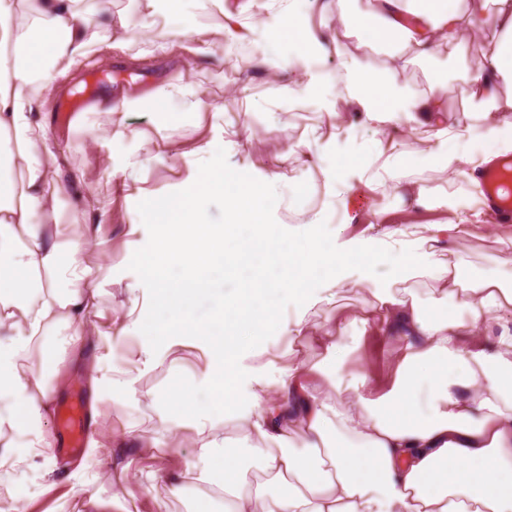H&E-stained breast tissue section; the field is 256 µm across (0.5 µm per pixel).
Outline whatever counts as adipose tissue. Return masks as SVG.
Instances as JSON below:
<instances>
[{"label": "adipose tissue", "instance_id": "obj_1", "mask_svg": "<svg viewBox=\"0 0 512 512\" xmlns=\"http://www.w3.org/2000/svg\"><path fill=\"white\" fill-rule=\"evenodd\" d=\"M275 2L277 11L259 27L225 13L224 32L233 42H293L305 75L294 95L316 91L328 60L335 59L342 67L336 80L364 122L424 127L438 140L471 136V128L448 117L444 74H433L423 93L411 89L405 75L440 51L462 47L479 27L474 13L449 0H370L369 11L353 15L348 0H314L317 21L310 24L299 18L293 0ZM495 4L498 35L483 43L474 62L470 101L486 119L483 137L506 153L512 151V0ZM334 25L340 33L322 42V31ZM353 31L386 48L385 69L357 60L345 41ZM111 39V27L78 9L76 0H0V426H26L51 413L55 398L45 371L57 360L53 339L65 336L83 355L88 318L98 307L94 272L84 263L89 238L60 241L36 219L67 193L40 110L87 46ZM408 156L404 142L392 136L368 159L354 153L338 158L336 169L384 183ZM216 194L231 216L221 227L204 221L205 203ZM274 204L269 184L238 183L214 159L192 195L159 202L151 213L162 232L142 266L167 314L146 331L162 338L191 335L211 351L204 380L213 411L238 407L235 358L243 345L260 343L271 330L307 333L303 319L278 318L275 289L300 295L320 279L335 291L342 267L353 262L372 272L391 257L400 277L430 278L468 318L461 323L425 308L408 291L377 295L355 322L407 339L388 391L367 395L363 375L340 374L331 396L292 368L277 393H253L247 424L256 434L251 453L265 482L243 493L235 452L200 447L226 512H255L257 500L262 512H512V279L471 275L453 258L420 264L423 246L463 240V222L428 225L422 238L398 227L361 252L284 237L261 219ZM218 273L236 279L241 290L197 321L198 288ZM467 329L479 340L464 343ZM38 336L44 342L37 362L19 372L17 356ZM295 431L306 437L299 454L278 445Z\"/></svg>", "mask_w": 512, "mask_h": 512}]
</instances>
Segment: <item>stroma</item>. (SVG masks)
Here are the masks:
<instances>
[{
  "instance_id": "stroma-1",
  "label": "stroma",
  "mask_w": 512,
  "mask_h": 512,
  "mask_svg": "<svg viewBox=\"0 0 512 512\" xmlns=\"http://www.w3.org/2000/svg\"><path fill=\"white\" fill-rule=\"evenodd\" d=\"M238 2L185 0L174 21L185 34L163 52L151 31L130 33L137 18L148 12L147 0H82L98 19L111 22L115 39L88 48L73 71L59 79L49 121L59 178L86 206L75 210L63 201L38 218L58 222L63 241L88 225L97 230L98 243L85 254L86 263L99 271L100 288L98 313L89 320L86 356L78 362L65 353L50 379L57 405L74 398L82 402L88 439L84 446H72L58 417L52 416L0 442V455L10 461L6 475H0V512H225L223 499L210 491L212 476L199 455L208 440L236 449L248 484L263 481L249 453L255 438L239 415H216L208 407L203 381L207 349L194 337L182 336L155 341L146 358L140 353V328L130 325L134 315L147 326L164 314L141 266L142 256L160 236L149 211L158 201L192 193L197 174L210 158H222L225 170L239 182L272 180L279 200L263 219L279 225L284 236L312 234L324 244L369 250L396 227L420 231L466 218L468 236L449 243V250L468 272L512 274V223H494L467 177L448 175L431 161L442 151L491 154L492 144L478 134L441 142L422 127L398 132L409 149L417 151L418 160L399 167L396 180L423 186L433 196H447L444 207L412 206L391 186L368 178L349 174L338 182L329 179L337 156L368 154L378 139L393 131L391 126L364 124L341 104L326 110L316 99L290 95L289 87L302 79L297 67L268 70L263 62L242 55L241 43L227 40L224 14ZM197 27L208 30L203 53L189 50ZM470 67V61L444 53L411 69L406 80L424 91L431 72L444 73L452 118L472 124L476 118L467 101ZM102 70L112 77L83 95V124H62L61 113L74 101V85ZM167 84L184 89L171 112L136 108L110 114L98 108L103 97L140 100ZM241 85L249 91L239 98L235 91ZM200 99L211 104V111H196ZM229 126L238 129L237 137L225 138ZM340 182L350 185L351 195L366 197L364 209L353 212L339 205ZM102 199L109 203L104 211L97 206ZM315 215L321 216V223H312ZM341 276L346 287L331 300L319 281L309 283L306 296H278L279 318L305 317L308 332L300 339L272 331L260 347L238 352L241 404H249L256 379L273 383L292 367L308 371L330 392L337 373H362L368 378V394L380 395L395 379L405 339L353 325V318L373 305L374 288L406 289L424 304L450 306L439 300L433 281L426 277L394 283L384 270L372 284L353 264L345 266ZM336 337L345 344L339 352L329 348ZM178 378L191 386L200 409L198 420L152 400ZM42 437L53 441L52 453L34 449ZM173 483L181 486V494L170 493Z\"/></svg>"
}]
</instances>
